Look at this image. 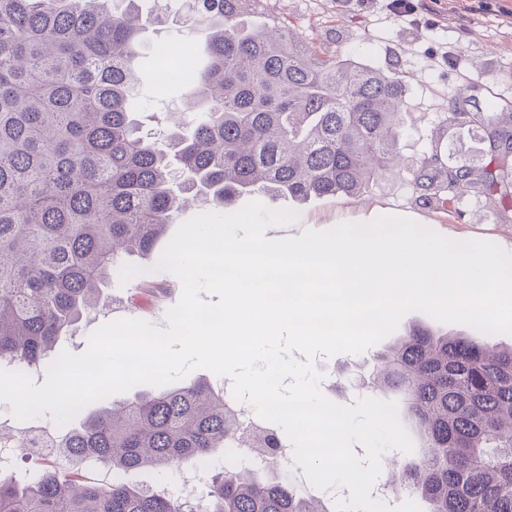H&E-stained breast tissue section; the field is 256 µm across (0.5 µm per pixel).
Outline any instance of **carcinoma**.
I'll return each instance as SVG.
<instances>
[{"label": "carcinoma", "mask_w": 512, "mask_h": 512, "mask_svg": "<svg viewBox=\"0 0 512 512\" xmlns=\"http://www.w3.org/2000/svg\"><path fill=\"white\" fill-rule=\"evenodd\" d=\"M254 0H195L208 62L190 86L200 119L185 132L146 128L133 62L142 34L169 11L140 0H0V363L38 366L126 255L150 256L189 199L231 205L246 193L295 201L361 198L394 168L406 84L325 55L279 21L247 28ZM484 131V158L449 157L448 132ZM415 203L451 213L475 198L499 219L512 201V112L440 120L406 168ZM360 385L395 391L422 454L394 482L427 512H512V344L414 326L373 358ZM56 440L75 469L98 461L112 481L62 480L52 469L19 485L0 476V512H337L282 481L244 471L210 477L206 499L135 488L142 467H202L242 438L269 440L195 380L80 410Z\"/></svg>", "instance_id": "cac0c4a2"}]
</instances>
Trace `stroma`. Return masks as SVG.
<instances>
[{"label": "stroma", "instance_id": "1", "mask_svg": "<svg viewBox=\"0 0 512 512\" xmlns=\"http://www.w3.org/2000/svg\"><path fill=\"white\" fill-rule=\"evenodd\" d=\"M388 0H260L257 11L284 20L319 49L392 72L407 85L405 131L400 139L404 164L422 153L435 121L458 96H466L464 111L482 112L493 107L512 112V0H414V22L399 21L387 10ZM145 48L134 62L139 78L140 103L148 112H173L182 125H191L186 76L177 75L167 89L155 86L154 75L165 47L187 45L190 65L201 68L206 60L204 24L186 27L174 20L148 28ZM258 202L271 210L299 212L296 223L269 227L271 240L297 237L304 230L327 231L343 222H370L383 215L402 216L444 237L484 240L512 255V222L503 223L481 203L469 201L462 215L416 204L406 172L395 171L378 188L360 199L343 196L297 202L261 194ZM124 263L131 276L115 278L106 291L104 310L84 316L62 348L84 354L90 334L123 318L151 322L166 328L165 313L182 294V284L172 273L159 270L154 260L132 255ZM376 343L354 355L318 356L323 372V394L342 402L345 367L372 359L382 351Z\"/></svg>", "mask_w": 512, "mask_h": 512}]
</instances>
